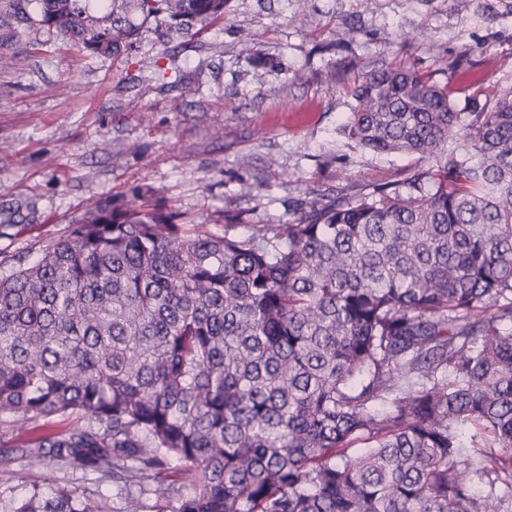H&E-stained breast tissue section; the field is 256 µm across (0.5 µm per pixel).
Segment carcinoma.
Wrapping results in <instances>:
<instances>
[{
	"label": "carcinoma",
	"instance_id": "obj_1",
	"mask_svg": "<svg viewBox=\"0 0 512 512\" xmlns=\"http://www.w3.org/2000/svg\"><path fill=\"white\" fill-rule=\"evenodd\" d=\"M225 0H0L99 57L133 17L178 32ZM343 133L433 167L288 224L222 231L111 197L0 275V456L110 482L122 512H500L512 501V91L458 112L415 70L355 85ZM480 161L473 163L469 154ZM35 203L0 209V230ZM363 443L364 451L356 448ZM0 512H110L35 484ZM73 423H75V420L52 422L48 424H32L24 427L23 429L14 431L13 433H10L9 435L6 436H1L0 429V453L11 450L12 448H9L11 446L21 445L26 441L33 440L47 433L57 432L66 429Z\"/></svg>",
	"mask_w": 512,
	"mask_h": 512
}]
</instances>
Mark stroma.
Returning <instances> with one entry per match:
<instances>
[{"instance_id": "1", "label": "stroma", "mask_w": 512, "mask_h": 512, "mask_svg": "<svg viewBox=\"0 0 512 512\" xmlns=\"http://www.w3.org/2000/svg\"><path fill=\"white\" fill-rule=\"evenodd\" d=\"M0 64V206L36 220L0 236V261L35 258L104 197L140 193L223 227L285 224L304 200L358 198L427 161L380 156L341 131L352 90L384 66L427 73L455 109L512 89V0H228L223 19L170 31L140 23L131 51L99 57L45 31ZM70 481L123 502L82 471L13 462L6 496Z\"/></svg>"}]
</instances>
